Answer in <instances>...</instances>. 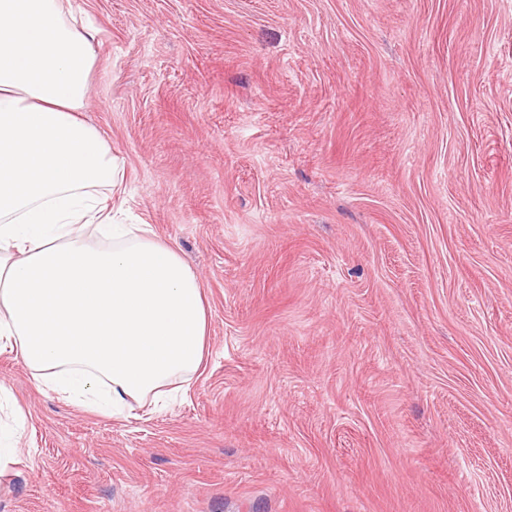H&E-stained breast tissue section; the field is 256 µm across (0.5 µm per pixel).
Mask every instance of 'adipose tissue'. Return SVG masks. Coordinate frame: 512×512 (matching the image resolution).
Masks as SVG:
<instances>
[{
    "label": "adipose tissue",
    "mask_w": 512,
    "mask_h": 512,
    "mask_svg": "<svg viewBox=\"0 0 512 512\" xmlns=\"http://www.w3.org/2000/svg\"><path fill=\"white\" fill-rule=\"evenodd\" d=\"M92 41L66 0H0V347L36 386L127 419L198 372L207 313L179 251L107 202L124 167L79 117ZM91 224L111 245L86 243Z\"/></svg>",
    "instance_id": "adipose-tissue-1"
}]
</instances>
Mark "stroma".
<instances>
[{
	"label": "stroma",
	"mask_w": 512,
	"mask_h": 512,
	"mask_svg": "<svg viewBox=\"0 0 512 512\" xmlns=\"http://www.w3.org/2000/svg\"><path fill=\"white\" fill-rule=\"evenodd\" d=\"M70 7L208 355L115 420L0 351V512H512V0Z\"/></svg>",
	"instance_id": "35a3bbf8"
}]
</instances>
